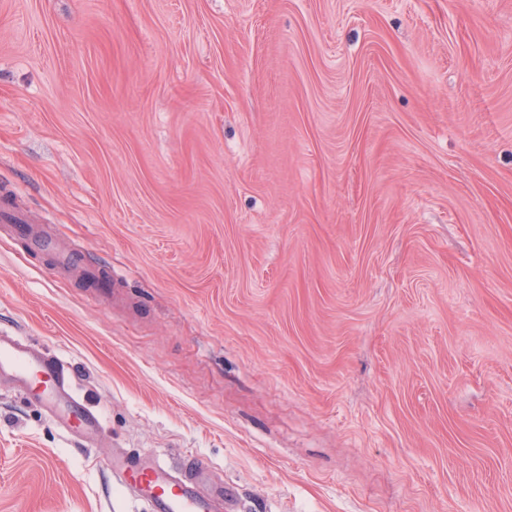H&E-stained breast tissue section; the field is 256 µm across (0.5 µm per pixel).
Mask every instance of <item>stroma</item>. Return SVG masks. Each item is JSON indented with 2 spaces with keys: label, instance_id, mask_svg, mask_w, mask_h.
Segmentation results:
<instances>
[{
  "label": "stroma",
  "instance_id": "stroma-1",
  "mask_svg": "<svg viewBox=\"0 0 512 512\" xmlns=\"http://www.w3.org/2000/svg\"><path fill=\"white\" fill-rule=\"evenodd\" d=\"M0 190L110 279L0 227V512H512V0H0ZM65 373L63 364L33 343L0 332V380L12 382L22 393L35 386V401L62 427L76 428L82 437L98 436L100 413L88 409L72 392ZM111 467L118 483L142 497L149 512H228L234 500L230 486L207 484L208 466L193 456L180 469L150 456L133 463L125 455L113 456Z\"/></svg>",
  "mask_w": 512,
  "mask_h": 512
}]
</instances>
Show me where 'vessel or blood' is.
<instances>
[{"label":"vessel or blood","mask_w":512,"mask_h":512,"mask_svg":"<svg viewBox=\"0 0 512 512\" xmlns=\"http://www.w3.org/2000/svg\"><path fill=\"white\" fill-rule=\"evenodd\" d=\"M30 222L13 195H0L1 224L32 239L38 250L54 255L60 266H73L72 251L56 239L34 234ZM0 379L12 382L20 392H34L37 403L65 429H77L84 437L101 434L99 412L88 409L72 392L63 364L33 343L0 332ZM111 467L118 483L142 497L149 512H226L234 498L232 488L209 486L207 464L192 456L178 469L154 457L134 463L123 455L113 457Z\"/></svg>","instance_id":"1"}]
</instances>
